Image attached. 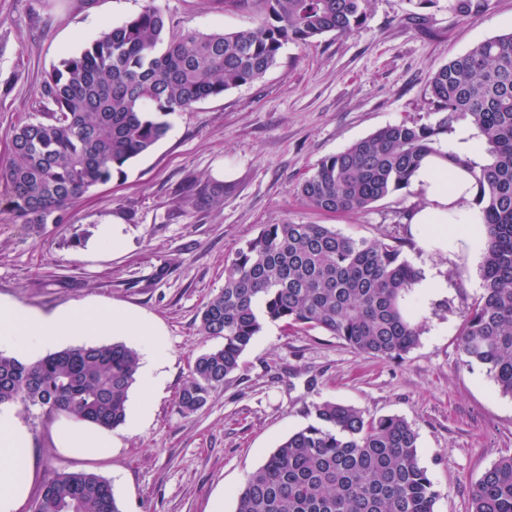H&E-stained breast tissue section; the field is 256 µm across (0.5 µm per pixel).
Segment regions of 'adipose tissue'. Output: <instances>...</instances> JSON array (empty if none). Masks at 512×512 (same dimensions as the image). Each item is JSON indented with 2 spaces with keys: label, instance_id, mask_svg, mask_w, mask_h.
<instances>
[{
  "label": "adipose tissue",
  "instance_id": "obj_1",
  "mask_svg": "<svg viewBox=\"0 0 512 512\" xmlns=\"http://www.w3.org/2000/svg\"><path fill=\"white\" fill-rule=\"evenodd\" d=\"M412 186L423 196L412 218L421 247L447 249L452 224L475 202L478 189L473 177L446 157L432 155L423 161ZM123 334L141 337L147 357L141 369L146 393L138 410L144 416L151 410L149 391L156 381L153 357L162 347L159 330L147 322L133 321L126 311L109 304L74 303L40 314L0 300V350L14 357H32L77 337ZM57 441L59 447L86 458L112 452L111 430L71 419L59 425ZM29 444L30 436L14 412L0 407V512H19L27 498L32 471L22 451Z\"/></svg>",
  "mask_w": 512,
  "mask_h": 512
}]
</instances>
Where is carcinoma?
Returning <instances> with one entry per match:
<instances>
[{
    "mask_svg": "<svg viewBox=\"0 0 512 512\" xmlns=\"http://www.w3.org/2000/svg\"><path fill=\"white\" fill-rule=\"evenodd\" d=\"M251 30H170L148 4L65 55L41 86L52 109L10 131L12 158L0 180L23 224H58L91 188L123 175L169 131L160 119L262 78L285 44L349 34L367 0H259ZM490 0H453L467 16ZM432 124H387L327 156L299 186L307 206L339 216L411 187L432 154L471 173L486 237L483 293L460 330L463 362L483 366L512 396V33L483 40L429 82ZM467 123L486 160L461 157L450 135ZM196 196L219 204L223 186ZM403 243L346 235L329 224H265L225 269L224 288L204 305L199 334L222 345L198 355L177 399L181 414L201 410L240 368L268 323L319 330L355 352L392 361L420 339L407 303L422 272ZM139 356L122 342L69 348L24 363L0 353V405L37 406L105 428L126 421ZM311 423L282 441L236 493L235 512H435L438 493L417 456L418 434L396 415L366 417L336 401L313 405ZM32 512H120L112 485L86 471L48 479ZM471 512H512V455L476 482Z\"/></svg>",
    "mask_w": 512,
    "mask_h": 512,
    "instance_id": "cac0c4a2",
    "label": "carcinoma"
}]
</instances>
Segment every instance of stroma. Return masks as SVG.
I'll use <instances>...</instances> for the list:
<instances>
[{"instance_id": "stroma-1", "label": "stroma", "mask_w": 512, "mask_h": 512, "mask_svg": "<svg viewBox=\"0 0 512 512\" xmlns=\"http://www.w3.org/2000/svg\"><path fill=\"white\" fill-rule=\"evenodd\" d=\"M151 2L177 32L259 22L255 0H0V167L11 157L13 127L47 110L40 87L52 65ZM451 3L369 0L364 24L351 33L285 45L263 78L167 115V136L70 205L62 223L30 229L8 210L0 186L1 298L40 313L112 302L156 324L166 342L152 413L140 429H113L109 457L59 448L60 416L15 406L31 439L30 498L54 473L87 471L111 482L121 512H234L247 476L311 422L313 404L336 400L368 417L405 418L438 493L435 512H470L474 484L512 454V398L483 368L463 365L458 349L468 307L483 291V249L466 238L444 251L409 247V218L423 203L414 191L336 218L298 195L322 158L388 124L433 122V73L475 43L512 33V0H491L488 11L464 17ZM217 180L223 203L189 197ZM115 216L126 247L101 251L98 228ZM286 220L404 241L403 258L444 283L410 296L418 346L382 361L320 331L268 324L208 404L182 415L176 401L194 359L219 344L199 334L201 309L223 288L236 251L262 225Z\"/></svg>"}]
</instances>
